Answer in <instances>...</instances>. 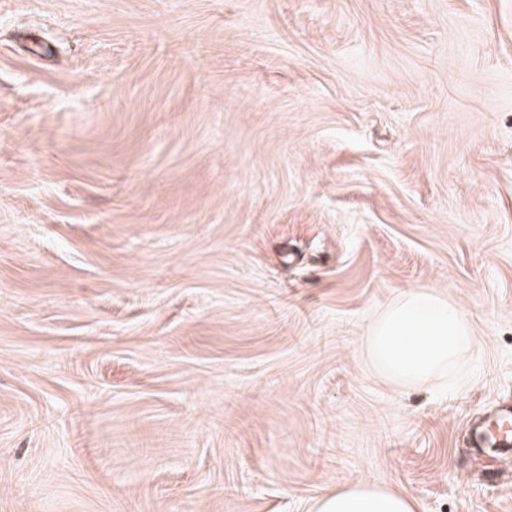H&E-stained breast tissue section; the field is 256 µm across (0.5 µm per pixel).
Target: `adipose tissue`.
<instances>
[{
    "mask_svg": "<svg viewBox=\"0 0 512 512\" xmlns=\"http://www.w3.org/2000/svg\"><path fill=\"white\" fill-rule=\"evenodd\" d=\"M471 342L469 323L458 305L425 288L389 305L368 335L372 359L401 384L438 376ZM311 512H417V502L392 488L358 482L319 497Z\"/></svg>",
    "mask_w": 512,
    "mask_h": 512,
    "instance_id": "ef3b65f1",
    "label": "adipose tissue"
}]
</instances>
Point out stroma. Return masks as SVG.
I'll return each instance as SVG.
<instances>
[{
  "mask_svg": "<svg viewBox=\"0 0 512 512\" xmlns=\"http://www.w3.org/2000/svg\"><path fill=\"white\" fill-rule=\"evenodd\" d=\"M508 401L512 0H0V512H512ZM471 343L469 323L458 305L425 288L389 305L368 335L372 359L401 384L438 376ZM470 445L488 448L503 458L512 457V406L502 407L490 422H480L471 428ZM414 497L366 482L344 485L314 501L310 512H416Z\"/></svg>",
  "mask_w": 512,
  "mask_h": 512,
  "instance_id": "stroma-1",
  "label": "stroma"
}]
</instances>
